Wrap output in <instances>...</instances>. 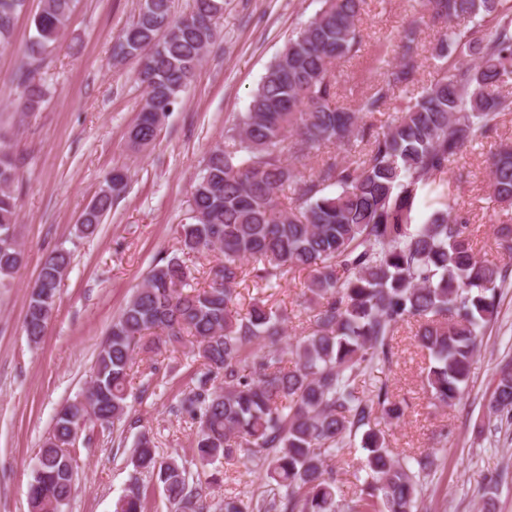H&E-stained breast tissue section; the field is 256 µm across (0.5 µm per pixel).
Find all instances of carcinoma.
Instances as JSON below:
<instances>
[{
	"instance_id": "cac0c4a2",
	"label": "carcinoma",
	"mask_w": 512,
	"mask_h": 512,
	"mask_svg": "<svg viewBox=\"0 0 512 512\" xmlns=\"http://www.w3.org/2000/svg\"><path fill=\"white\" fill-rule=\"evenodd\" d=\"M77 0H43L31 17L34 35L14 75V110H38L41 70ZM321 8L268 67L247 112L210 150L179 225L175 252L160 257L134 291L100 349L89 398L67 403L41 445L44 462L27 482L30 512H63L75 487L72 449L78 432L126 418L136 350L189 341L200 368L181 393L178 411L196 424L194 448L212 464L244 452L266 494L224 496L223 512H413L434 466L425 454L395 459L374 412L399 421L405 403L387 383L367 396L359 377L393 363L394 336L414 328L428 364L425 387L436 408L452 405L467 384L479 336L498 316L512 263L499 265L473 248L466 211L454 197L448 165L489 137L512 112V0H419L420 21L398 33L401 54L374 59L379 79L353 108L336 101L335 65L358 56L364 0H320ZM26 0H0V46L9 44ZM224 0H194L177 16L173 0H144L118 39L114 56L134 58L145 97L129 138L156 140L161 121L216 41ZM479 18V34L456 21ZM440 28L427 85L378 129L365 117L407 91L422 65L419 23ZM466 55L471 61H461ZM317 160L303 174L287 162ZM20 180L0 142V288L23 255L15 236ZM127 173L112 171L81 216L94 233L126 191ZM488 189L499 207L495 240L512 260V146L489 159ZM289 200L284 205L283 199ZM219 250L209 284L191 286L190 258ZM70 251L49 252L29 295L24 333L37 345L52 319ZM294 269L309 271L305 303L310 330L282 342L287 310L255 297L242 310L240 283L266 293ZM489 413L512 423V360L498 370ZM360 437L363 483L350 495L327 459ZM134 474L114 512H146L139 475L157 476L172 512H210L186 467L160 459L139 435Z\"/></svg>"
}]
</instances>
